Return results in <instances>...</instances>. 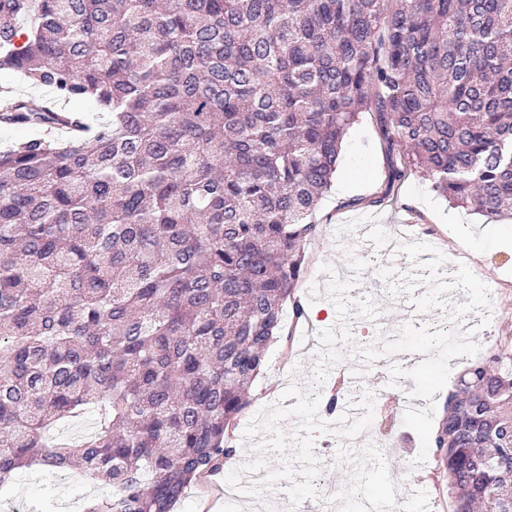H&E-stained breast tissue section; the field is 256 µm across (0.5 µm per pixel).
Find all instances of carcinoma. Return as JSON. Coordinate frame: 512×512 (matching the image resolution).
Here are the masks:
<instances>
[{
    "label": "carcinoma",
    "mask_w": 512,
    "mask_h": 512,
    "mask_svg": "<svg viewBox=\"0 0 512 512\" xmlns=\"http://www.w3.org/2000/svg\"><path fill=\"white\" fill-rule=\"evenodd\" d=\"M2 69L108 114L0 104L68 130L0 150V486L77 469L86 512H173L235 455L361 112L390 181L512 214V0H0ZM430 444L452 512H512V336Z\"/></svg>",
    "instance_id": "carcinoma-1"
}]
</instances>
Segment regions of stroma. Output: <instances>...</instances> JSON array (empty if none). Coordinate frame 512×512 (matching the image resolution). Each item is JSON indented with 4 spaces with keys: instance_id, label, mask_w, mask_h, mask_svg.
Instances as JSON below:
<instances>
[{
    "instance_id": "1",
    "label": "stroma",
    "mask_w": 512,
    "mask_h": 512,
    "mask_svg": "<svg viewBox=\"0 0 512 512\" xmlns=\"http://www.w3.org/2000/svg\"><path fill=\"white\" fill-rule=\"evenodd\" d=\"M388 167L389 156L375 115L362 113L344 138L336 178L313 215L321 233L305 247L302 283L293 302L283 306L282 331L291 335L292 347L284 349L279 342L270 347L265 372L251 391V405L233 431L236 453L215 473L214 484L224 483L244 459L254 458V451L243 441L250 420L275 403L290 381L303 386L310 382L313 363L306 352L311 336L319 335L322 327L309 317H296L293 308L298 305L307 310L323 302L329 276L321 272V265L346 266V256L351 253L400 274L411 270L406 254L384 252L365 240L364 225L413 223L415 240L443 251V273L455 272L458 264L464 263L489 287L494 320L490 331L480 330L474 336L480 355H487L502 337L512 336V215L487 217L452 205L414 168L400 181L389 182ZM376 439L390 471L405 486L419 485L430 498H443L436 458L431 455L424 464H417L421 442L412 429L398 421ZM110 493V488L83 483L79 474L71 472L61 478L52 470L34 467L19 471L12 482L0 487V512H11L18 503L29 504L32 512H85L88 499ZM205 502L211 512H263L267 503L276 512H285L289 499L280 485L259 501L230 492L218 495L212 486L194 483L185 490L175 512H200Z\"/></svg>"
}]
</instances>
